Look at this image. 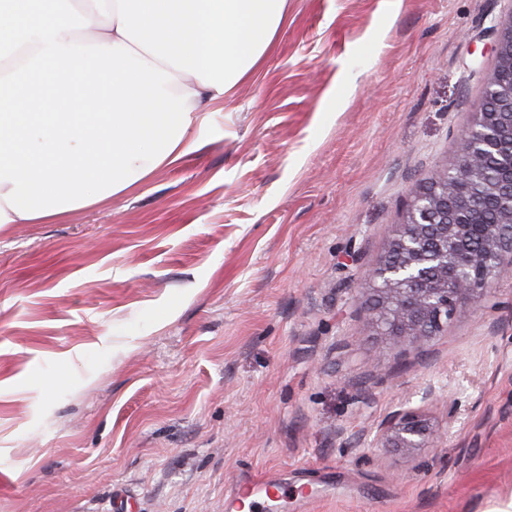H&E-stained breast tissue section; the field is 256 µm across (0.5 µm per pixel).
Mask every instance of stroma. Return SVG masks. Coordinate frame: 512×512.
Instances as JSON below:
<instances>
[{
    "instance_id": "stroma-1",
    "label": "stroma",
    "mask_w": 512,
    "mask_h": 512,
    "mask_svg": "<svg viewBox=\"0 0 512 512\" xmlns=\"http://www.w3.org/2000/svg\"><path fill=\"white\" fill-rule=\"evenodd\" d=\"M507 0H288L201 143L0 224V512H512V276L417 350L367 270L451 163ZM437 432L381 447L397 410ZM281 499L280 489L276 482L266 478L239 479L230 494L224 498V510L237 512L248 505L253 511L266 502H277Z\"/></svg>"
}]
</instances>
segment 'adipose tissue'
<instances>
[{
    "mask_svg": "<svg viewBox=\"0 0 512 512\" xmlns=\"http://www.w3.org/2000/svg\"><path fill=\"white\" fill-rule=\"evenodd\" d=\"M288 0H0V224L132 190L199 142Z\"/></svg>",
    "mask_w": 512,
    "mask_h": 512,
    "instance_id": "1",
    "label": "adipose tissue"
}]
</instances>
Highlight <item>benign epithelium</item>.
<instances>
[{"label": "benign epithelium", "mask_w": 512, "mask_h": 512, "mask_svg": "<svg viewBox=\"0 0 512 512\" xmlns=\"http://www.w3.org/2000/svg\"><path fill=\"white\" fill-rule=\"evenodd\" d=\"M494 69L490 94L472 112L459 136L452 164L436 170L411 198L375 266L372 314L380 333L413 348L429 345L463 306L487 300L497 281L512 272V167L490 177L485 166L494 153L512 157V18L491 26ZM494 197L491 223L470 204ZM433 431L415 409L397 412L380 433L387 448H422Z\"/></svg>", "instance_id": "7a95c632"}]
</instances>
